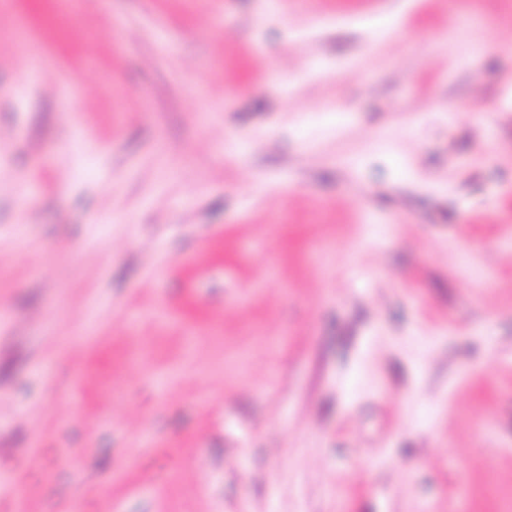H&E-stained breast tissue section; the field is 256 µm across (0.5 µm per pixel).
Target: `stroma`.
<instances>
[{
	"label": "stroma",
	"instance_id": "stroma-1",
	"mask_svg": "<svg viewBox=\"0 0 512 512\" xmlns=\"http://www.w3.org/2000/svg\"><path fill=\"white\" fill-rule=\"evenodd\" d=\"M1 472L512 512V0H0Z\"/></svg>",
	"mask_w": 512,
	"mask_h": 512
}]
</instances>
